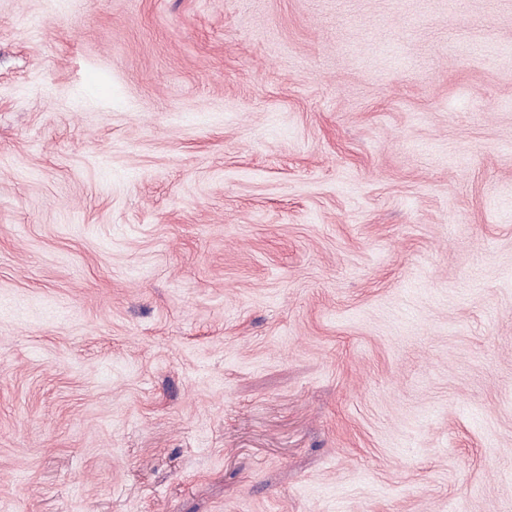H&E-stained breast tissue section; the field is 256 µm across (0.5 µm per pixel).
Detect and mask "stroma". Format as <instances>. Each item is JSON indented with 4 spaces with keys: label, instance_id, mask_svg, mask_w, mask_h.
Masks as SVG:
<instances>
[{
    "label": "stroma",
    "instance_id": "35a3bbf8",
    "mask_svg": "<svg viewBox=\"0 0 512 512\" xmlns=\"http://www.w3.org/2000/svg\"><path fill=\"white\" fill-rule=\"evenodd\" d=\"M0 512H512V0H0Z\"/></svg>",
    "mask_w": 512,
    "mask_h": 512
}]
</instances>
